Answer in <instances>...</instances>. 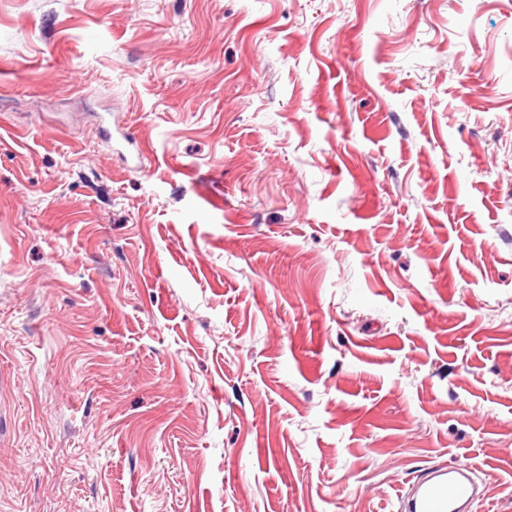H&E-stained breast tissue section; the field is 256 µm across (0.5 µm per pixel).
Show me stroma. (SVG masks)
Masks as SVG:
<instances>
[{
	"mask_svg": "<svg viewBox=\"0 0 512 512\" xmlns=\"http://www.w3.org/2000/svg\"><path fill=\"white\" fill-rule=\"evenodd\" d=\"M1 121L0 512H512V0H0ZM472 471L456 465L429 468L409 484L405 512H470L479 492Z\"/></svg>",
	"mask_w": 512,
	"mask_h": 512,
	"instance_id": "35a3bbf8",
	"label": "stroma"
}]
</instances>
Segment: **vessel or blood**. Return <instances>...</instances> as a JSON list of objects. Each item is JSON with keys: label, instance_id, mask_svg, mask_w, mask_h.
I'll list each match as a JSON object with an SVG mask.
<instances>
[{"label": "vessel or blood", "instance_id": "b4317fda", "mask_svg": "<svg viewBox=\"0 0 512 512\" xmlns=\"http://www.w3.org/2000/svg\"><path fill=\"white\" fill-rule=\"evenodd\" d=\"M478 495L470 470L441 464L417 476L403 501L405 512H470Z\"/></svg>", "mask_w": 512, "mask_h": 512}]
</instances>
